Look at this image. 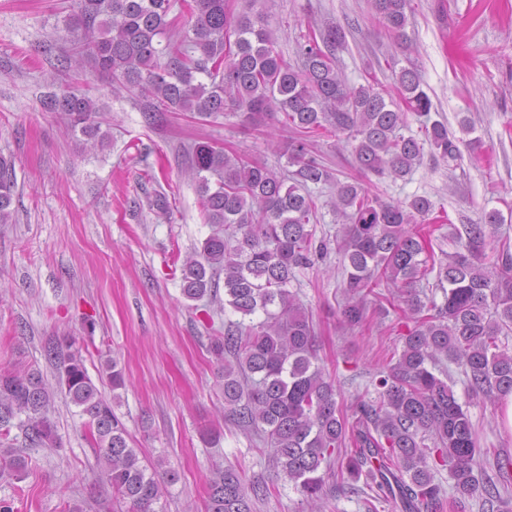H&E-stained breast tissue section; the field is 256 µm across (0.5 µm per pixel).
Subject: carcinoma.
Here are the masks:
<instances>
[{"mask_svg":"<svg viewBox=\"0 0 512 512\" xmlns=\"http://www.w3.org/2000/svg\"><path fill=\"white\" fill-rule=\"evenodd\" d=\"M370 2L390 37L409 49V0ZM171 7L172 0H71L65 25L73 48L60 67L72 82L42 104L66 120L71 133L96 138L100 108L79 86L91 70L111 77L114 94L138 90L145 112L209 118L228 110L242 113L246 122L282 113L293 136L285 146H269L288 156L294 170L286 177L209 141L187 150L186 174L197 185L207 223L218 229L182 264V295L189 301L214 295L222 274L224 304L251 318L229 323L213 345L222 362L224 407L273 448L276 465L311 512H319L317 502L331 491L341 459L348 474L371 476L374 499L398 502L403 512H441L434 465L448 468L459 501L483 498L496 512H512V459L495 458L492 475L480 468L488 450L480 447L453 381L438 369L444 359L455 364L475 398L494 402L512 392V354L500 348L501 337L512 335V252L504 244L494 260L487 255L503 223L499 211L463 225L456 232L459 248L437 260L417 228L433 212L428 198L385 201L355 179L336 181L332 207L342 224L336 253L343 323L363 326L365 299L381 284L397 290L414 319L396 361L379 372L377 398L357 404L353 424L336 400L334 380L318 365L312 315L288 290L296 270L328 254L326 241L315 242L316 202L307 187L330 183L333 176L312 155L313 138L346 135L365 177H406L426 144L444 160L460 156L448 126L429 119L431 100L419 71L401 69L392 90L378 87L373 77L365 85H347L334 55L345 33L334 23L303 36L300 64L293 66L276 50L278 36L262 14L237 12L229 0H185L193 20L189 32L179 44L163 45L159 38L171 26ZM410 112L425 118L423 143L412 133ZM14 187L12 161L0 154V224L13 223ZM430 285L442 291V302L424 293ZM47 353L61 391L85 418L102 480L128 503V512H165L167 485L177 473L160 470V459L142 460L129 446L114 408L120 396L108 398L93 383L76 340ZM105 373L112 390L125 386L117 362L107 363ZM52 401L37 370L1 367L0 446L12 447L15 428L29 447H61ZM266 493L264 485L246 484L235 468L218 469L208 483L206 512H253V501Z\"/></svg>","mask_w":512,"mask_h":512,"instance_id":"carcinoma-1","label":"carcinoma"}]
</instances>
